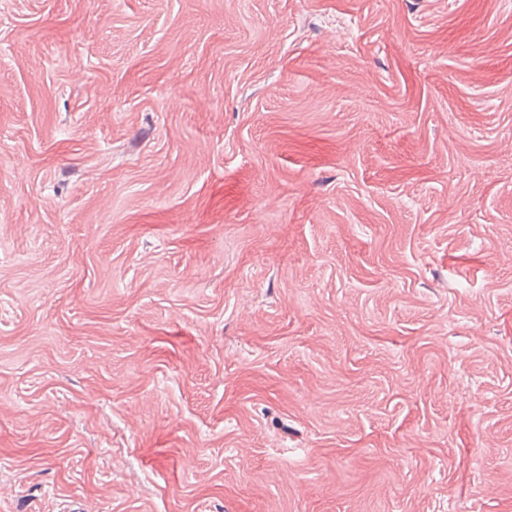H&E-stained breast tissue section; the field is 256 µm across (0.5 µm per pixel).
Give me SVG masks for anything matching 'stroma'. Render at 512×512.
<instances>
[{
    "instance_id": "stroma-1",
    "label": "stroma",
    "mask_w": 512,
    "mask_h": 512,
    "mask_svg": "<svg viewBox=\"0 0 512 512\" xmlns=\"http://www.w3.org/2000/svg\"><path fill=\"white\" fill-rule=\"evenodd\" d=\"M512 512V0H0V512Z\"/></svg>"
}]
</instances>
